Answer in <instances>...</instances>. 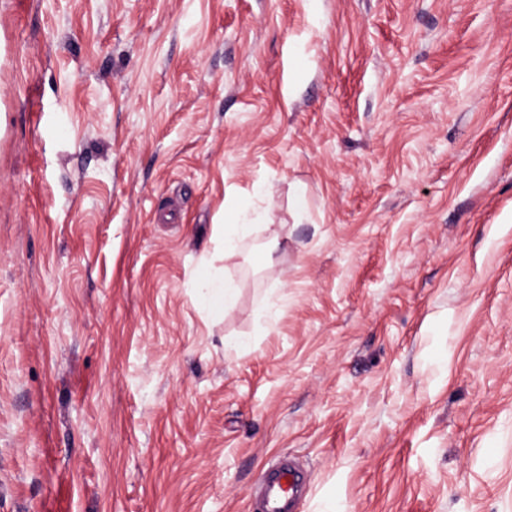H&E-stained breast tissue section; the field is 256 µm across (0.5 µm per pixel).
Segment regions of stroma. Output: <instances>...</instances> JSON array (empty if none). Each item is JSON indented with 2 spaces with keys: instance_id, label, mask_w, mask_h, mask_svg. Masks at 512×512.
<instances>
[{
  "instance_id": "stroma-1",
  "label": "stroma",
  "mask_w": 512,
  "mask_h": 512,
  "mask_svg": "<svg viewBox=\"0 0 512 512\" xmlns=\"http://www.w3.org/2000/svg\"><path fill=\"white\" fill-rule=\"evenodd\" d=\"M288 459L300 512H512V0H0V512Z\"/></svg>"
}]
</instances>
